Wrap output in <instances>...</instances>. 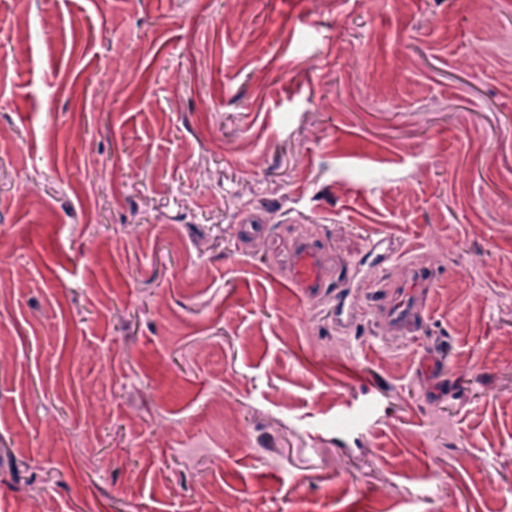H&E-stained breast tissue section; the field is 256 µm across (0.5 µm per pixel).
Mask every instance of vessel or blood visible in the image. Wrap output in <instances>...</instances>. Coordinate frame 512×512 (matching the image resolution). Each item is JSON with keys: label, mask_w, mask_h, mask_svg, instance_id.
I'll list each match as a JSON object with an SVG mask.
<instances>
[{"label": "vessel or blood", "mask_w": 512, "mask_h": 512, "mask_svg": "<svg viewBox=\"0 0 512 512\" xmlns=\"http://www.w3.org/2000/svg\"><path fill=\"white\" fill-rule=\"evenodd\" d=\"M371 252L377 262L369 269L368 285L378 289L379 308L388 325L396 333L408 334L414 329L424 309L425 272L420 268L411 269L403 281L390 288L380 289V273L389 255L379 241L372 243ZM330 274V258L317 241L303 238L295 243L288 255V280L303 295L317 296L324 293Z\"/></svg>", "instance_id": "obj_1"}]
</instances>
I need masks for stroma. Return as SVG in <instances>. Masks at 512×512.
<instances>
[{
    "mask_svg": "<svg viewBox=\"0 0 512 512\" xmlns=\"http://www.w3.org/2000/svg\"><path fill=\"white\" fill-rule=\"evenodd\" d=\"M1 144L0 512H512V0H0ZM331 260L311 238L298 240L288 255V281L305 296L325 292L331 274ZM371 252L375 255L377 263L369 268L367 276L370 294H378L379 308L388 325L397 333L406 335L410 333L416 322L418 321L423 309V289L425 272L422 268H412L406 279L393 284L390 288L377 290L381 282L382 266L388 262L389 258H393V254H389L383 250L381 241L372 243Z\"/></svg>",
    "mask_w": 512,
    "mask_h": 512,
    "instance_id": "obj_1",
    "label": "stroma"
}]
</instances>
